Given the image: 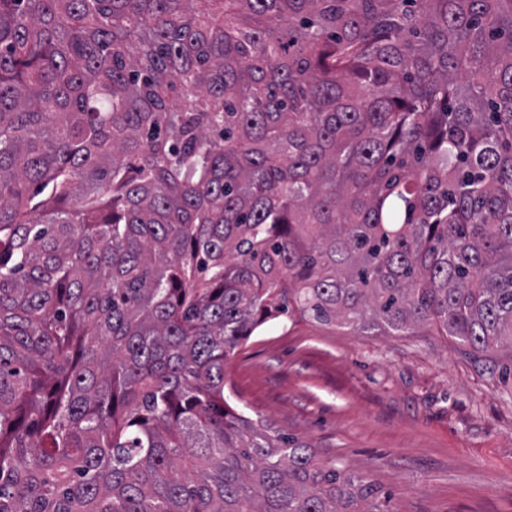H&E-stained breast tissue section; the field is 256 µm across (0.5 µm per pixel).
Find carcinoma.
<instances>
[{
	"label": "carcinoma",
	"mask_w": 512,
	"mask_h": 512,
	"mask_svg": "<svg viewBox=\"0 0 512 512\" xmlns=\"http://www.w3.org/2000/svg\"><path fill=\"white\" fill-rule=\"evenodd\" d=\"M291 312L512 346V0H0V512H383L224 397Z\"/></svg>",
	"instance_id": "carcinoma-1"
}]
</instances>
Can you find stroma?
<instances>
[{"label": "stroma", "mask_w": 512, "mask_h": 512, "mask_svg": "<svg viewBox=\"0 0 512 512\" xmlns=\"http://www.w3.org/2000/svg\"><path fill=\"white\" fill-rule=\"evenodd\" d=\"M238 411L368 476L390 512H512V346L282 317L225 370Z\"/></svg>", "instance_id": "stroma-1"}]
</instances>
